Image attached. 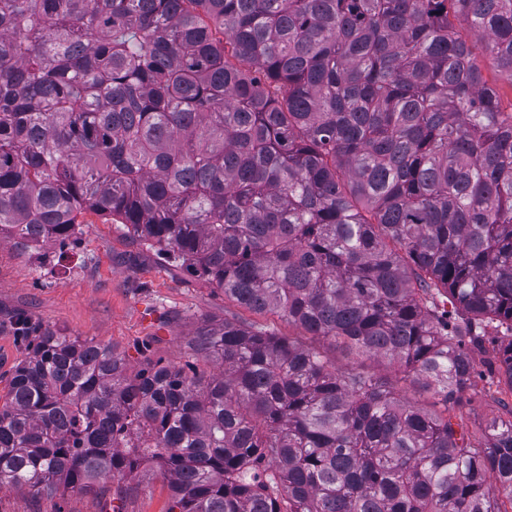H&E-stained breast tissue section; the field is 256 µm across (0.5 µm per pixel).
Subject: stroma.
<instances>
[{
    "instance_id": "1",
    "label": "stroma",
    "mask_w": 512,
    "mask_h": 512,
    "mask_svg": "<svg viewBox=\"0 0 512 512\" xmlns=\"http://www.w3.org/2000/svg\"><path fill=\"white\" fill-rule=\"evenodd\" d=\"M78 221L64 247L26 250L0 241V398L25 356L17 329L21 320L37 332L49 328L112 346L135 370L157 362L190 363L204 375L215 372L216 365L189 345L200 326L258 320L278 335H296L287 320L256 316L225 299L167 255L133 239L111 216L86 210ZM502 336V330L486 329L483 349L470 352L471 381L461 398L449 404L454 422L475 443L483 441L490 418L512 417V390L490 367ZM318 346L337 369L363 367L384 377L401 399L432 406V393L397 368L348 354L326 339ZM115 499L122 512H167L170 489L156 468L146 467L133 480L70 489L56 497L6 489L0 491V512H111Z\"/></svg>"
}]
</instances>
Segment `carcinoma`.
<instances>
[{"mask_svg": "<svg viewBox=\"0 0 512 512\" xmlns=\"http://www.w3.org/2000/svg\"><path fill=\"white\" fill-rule=\"evenodd\" d=\"M512 0H0V239L112 216L240 307L448 405L484 329L512 388ZM463 323L448 329L450 311ZM209 376L47 330L0 401V490L154 466L168 512H509L512 419L475 445L265 326Z\"/></svg>", "mask_w": 512, "mask_h": 512, "instance_id": "carcinoma-1", "label": "carcinoma"}]
</instances>
